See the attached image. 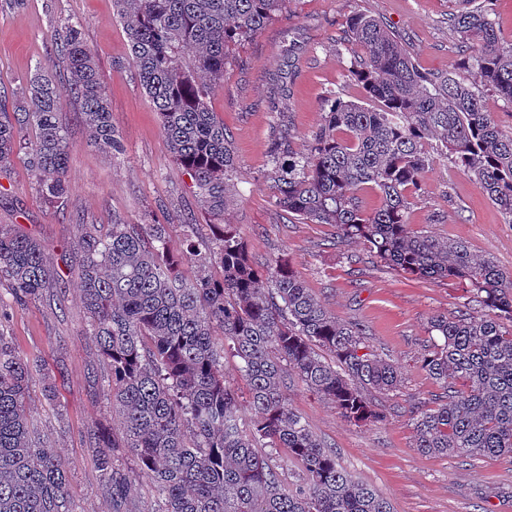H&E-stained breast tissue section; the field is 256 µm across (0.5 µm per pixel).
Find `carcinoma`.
<instances>
[{
	"label": "carcinoma",
	"mask_w": 512,
	"mask_h": 512,
	"mask_svg": "<svg viewBox=\"0 0 512 512\" xmlns=\"http://www.w3.org/2000/svg\"><path fill=\"white\" fill-rule=\"evenodd\" d=\"M286 0H113L141 87L161 119L176 163L194 181L218 224L203 237L184 224L173 247L165 224H111L97 230L74 215V262L89 336L108 368L112 412L121 432H90L100 490L112 512H133L115 458L132 453L154 488L157 512H393L390 501L340 467L288 401V378L332 404L350 423L384 420L367 391L399 388L398 369L370 351L363 324L343 322L307 288L291 262H252L244 240L224 224L235 169L229 134L210 98L224 83L228 47L260 33ZM448 27L466 52L472 82L416 68L398 36L374 16L346 19L354 46L347 77L369 107L332 93L308 148L291 147L290 129L271 133L270 189L288 215L331 224L362 242L382 267L411 278L453 279L467 303L453 318L434 315L440 336L422 366L451 395L412 411L424 454L512 458V274L461 241H443L409 224L415 195L434 162L435 140L512 224V134L485 110L482 88L512 103V43L501 41L489 5L455 0ZM69 69L80 118L102 150L121 152L109 96L77 24L54 34ZM31 130L33 143L24 138ZM47 204L67 192L70 151L56 84L36 68L25 105H0V174L20 152ZM380 204L368 210L358 191ZM195 275L186 279L184 260ZM15 301L57 287L45 246L0 224V280ZM220 329L224 340L214 336ZM240 360L254 418L238 415L224 380V356ZM37 361L17 352L0 329V512H75L70 469L52 446L32 439L28 406ZM461 380L464 389L453 390ZM284 448L304 477L286 485L259 447Z\"/></svg>",
	"instance_id": "cac0c4a2"
}]
</instances>
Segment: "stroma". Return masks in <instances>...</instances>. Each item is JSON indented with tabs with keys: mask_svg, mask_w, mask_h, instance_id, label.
<instances>
[{
	"mask_svg": "<svg viewBox=\"0 0 512 512\" xmlns=\"http://www.w3.org/2000/svg\"><path fill=\"white\" fill-rule=\"evenodd\" d=\"M451 0H287L281 13L256 36L229 50L224 84L210 107L229 130L236 173L224 219L233 224L257 262L291 260L312 293L343 321L365 325L370 350L401 372L398 391L371 392L384 413L380 423L346 422L333 405L298 383L288 398L313 433L334 448L342 467L390 499L394 512H512V458L469 462L428 456L414 446L412 407L431 408L445 394L420 359L433 338L432 315L455 316L467 294L453 280H411L379 266L360 242H338L329 224H304L288 217L268 188L271 125L285 116L292 146L305 150L322 118L328 93L349 101L364 91L346 77L351 54L345 22L354 11L379 18L399 37L420 69L466 77L462 53L448 32ZM67 21L79 23L94 54L112 106V125L123 150H98L78 120L80 103L68 87V67L54 54L51 36ZM45 63L61 91V119L72 143L67 196L47 205L18 155L8 177L0 176V224H16L41 241L59 271L53 293L14 302L0 284V330L15 348L37 357L29 393L30 419L38 434L69 462L75 512H111L98 489L100 474L88 433L119 431L104 369L80 302L78 278L66 265L80 214L105 227L165 224L178 238L182 224L212 223L191 177L173 160L160 119L132 65L127 36L116 21L112 0H26L19 9L0 8V100L22 104L23 90L37 63ZM414 229L465 242L474 252L512 271V224L475 181L436 157L410 212ZM53 400H46L45 381Z\"/></svg>",
	"mask_w": 512,
	"mask_h": 512,
	"instance_id": "stroma-1",
	"label": "stroma"
}]
</instances>
